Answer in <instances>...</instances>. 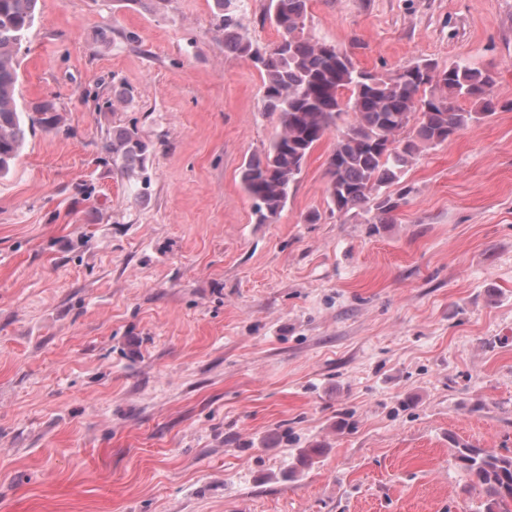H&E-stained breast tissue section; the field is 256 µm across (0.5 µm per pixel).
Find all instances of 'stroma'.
<instances>
[{
  "instance_id": "35a3bbf8",
  "label": "stroma",
  "mask_w": 512,
  "mask_h": 512,
  "mask_svg": "<svg viewBox=\"0 0 512 512\" xmlns=\"http://www.w3.org/2000/svg\"><path fill=\"white\" fill-rule=\"evenodd\" d=\"M214 13L39 0L18 100L65 122L0 178V512H483L449 440L512 452V0H310L363 69L494 73L386 224L330 212V136L257 223L277 119ZM132 125L141 197L103 162Z\"/></svg>"
}]
</instances>
